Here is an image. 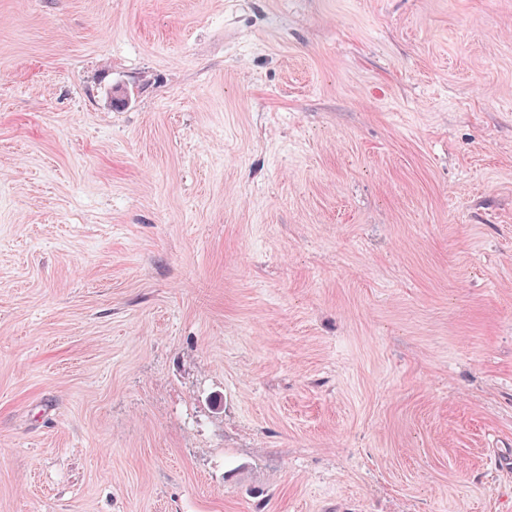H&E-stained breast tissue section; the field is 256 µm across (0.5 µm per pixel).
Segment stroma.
<instances>
[{"label":"stroma","mask_w":512,"mask_h":512,"mask_svg":"<svg viewBox=\"0 0 512 512\" xmlns=\"http://www.w3.org/2000/svg\"><path fill=\"white\" fill-rule=\"evenodd\" d=\"M0 512H512V0H0Z\"/></svg>","instance_id":"35a3bbf8"}]
</instances>
